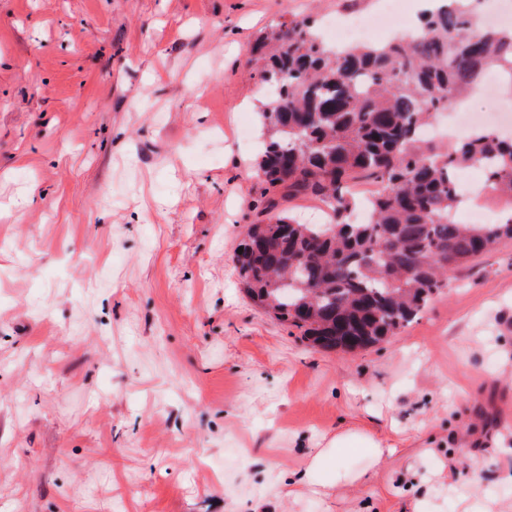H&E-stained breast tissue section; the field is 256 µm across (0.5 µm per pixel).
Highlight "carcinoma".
I'll return each mask as SVG.
<instances>
[{"mask_svg":"<svg viewBox=\"0 0 512 512\" xmlns=\"http://www.w3.org/2000/svg\"><path fill=\"white\" fill-rule=\"evenodd\" d=\"M473 0H436L417 30L332 48L311 16L255 45L266 130L263 187L237 255L246 295L314 347L357 353L395 335L449 287L464 264L512 239L496 224H459L455 171L486 164V184L512 203V138L479 130L448 147L423 137L437 113L477 88L494 66L512 75V30L477 29ZM375 182L367 220L352 219L351 188ZM311 197L331 210L304 224L280 201Z\"/></svg>","mask_w":512,"mask_h":512,"instance_id":"obj_1","label":"carcinoma"}]
</instances>
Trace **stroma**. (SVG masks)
I'll return each instance as SVG.
<instances>
[{
	"mask_svg": "<svg viewBox=\"0 0 512 512\" xmlns=\"http://www.w3.org/2000/svg\"><path fill=\"white\" fill-rule=\"evenodd\" d=\"M381 0H0V512H512V241L396 336L242 290L251 46ZM381 457L298 476L341 431Z\"/></svg>",
	"mask_w": 512,
	"mask_h": 512,
	"instance_id": "stroma-1",
	"label": "stroma"
}]
</instances>
